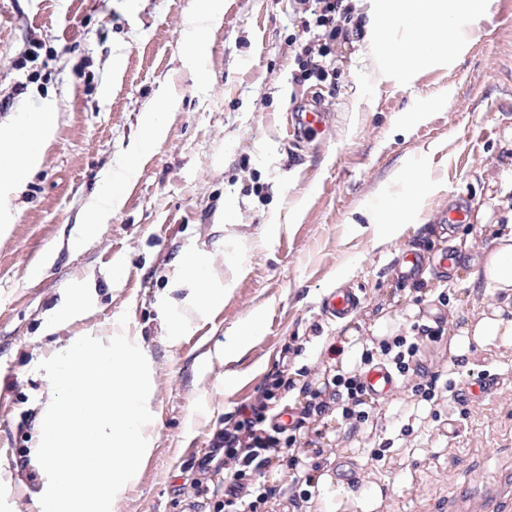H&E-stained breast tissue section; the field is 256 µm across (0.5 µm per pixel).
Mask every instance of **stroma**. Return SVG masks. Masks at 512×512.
Listing matches in <instances>:
<instances>
[{
    "label": "stroma",
    "mask_w": 512,
    "mask_h": 512,
    "mask_svg": "<svg viewBox=\"0 0 512 512\" xmlns=\"http://www.w3.org/2000/svg\"><path fill=\"white\" fill-rule=\"evenodd\" d=\"M208 4L0 0V99L10 100L0 130L57 111L0 237V512H39L45 480L28 481L17 461L35 448L52 393L38 365L74 337L118 330L140 339L151 362L153 449L119 512H184L180 487L194 455L258 392L284 349L313 381L328 341L349 329L368 338L380 313L399 317L410 337L419 325L451 329L501 300L472 287L469 272L493 246L492 225L512 222V0H488L480 19L465 21L459 51L410 78L378 75L356 21L368 3L353 0L350 40L318 98L312 83L292 81L309 17L301 0H222L195 64L186 59L191 21ZM34 38L39 62L13 69ZM163 90L173 99L163 137L119 184L122 208L74 247L100 181L143 137L142 116ZM317 103L329 114L325 130L294 140L288 117ZM417 169L432 190L387 239L372 214L388 197L411 195L404 176ZM458 197L471 221L442 231L439 214ZM457 242L465 249L454 276L399 277L407 250L430 259ZM193 252L224 288L223 305L202 314L181 284V260ZM81 284L93 308L47 332L50 312ZM342 287L360 304L329 318L322 301ZM170 314L185 319L175 339ZM255 316L262 335L238 346ZM421 354L455 390L486 370L502 385L465 406L455 390L422 401L416 376L400 378L366 424L325 438L324 458L351 460L360 482L346 488L325 473L312 512H360L373 487V512H512V350L473 348L463 370L449 366L447 340ZM451 418L461 425L453 439Z\"/></svg>",
    "instance_id": "1"
}]
</instances>
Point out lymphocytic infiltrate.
<instances>
[{
    "label": "lymphocytic infiltrate",
    "instance_id": "obj_1",
    "mask_svg": "<svg viewBox=\"0 0 512 512\" xmlns=\"http://www.w3.org/2000/svg\"><path fill=\"white\" fill-rule=\"evenodd\" d=\"M352 10L348 0H311L317 31L300 48L295 82L325 79L336 45L349 38L346 19ZM421 335V340L434 341L440 332L425 327ZM421 340L398 336L382 341L378 353H366L364 362L372 364L381 356L398 373H408L419 364ZM362 379L359 372L337 373L331 360L324 362L316 382L301 384L288 364L278 365L256 395L210 433L207 451L191 466V488L208 495L213 512H269L271 501L279 497L296 508L309 502L322 476L319 440L327 417L338 416L353 430L369 418ZM295 391L303 394V402L291 408L289 423H276L283 400ZM283 468L290 472L288 484L268 485L267 475Z\"/></svg>",
    "mask_w": 512,
    "mask_h": 512
}]
</instances>
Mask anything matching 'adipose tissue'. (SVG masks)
Masks as SVG:
<instances>
[{
    "mask_svg": "<svg viewBox=\"0 0 512 512\" xmlns=\"http://www.w3.org/2000/svg\"><path fill=\"white\" fill-rule=\"evenodd\" d=\"M486 6L487 0H374L367 13L366 39L381 70L395 68L410 74L447 57L465 37L462 20L479 18ZM52 129V113L38 112L8 136H0V236L7 234L13 223L7 202L19 190L23 171L39 162L38 154L24 150L23 145L30 140H48ZM136 172L133 157H129L108 176L85 214L81 236L90 235L96 226L111 220L123 204L117 183ZM494 243V248L475 262L470 283L512 297V224L498 231ZM182 275L189 287L187 301L195 311L204 312L223 304L224 290L211 282L208 266L199 256L185 257ZM475 345L512 348V317H507L504 307L493 306L472 314L449 331L451 363L468 366L470 350Z\"/></svg>",
    "mask_w": 512,
    "mask_h": 512,
    "instance_id": "adipose-tissue-1",
    "label": "adipose tissue"
}]
</instances>
